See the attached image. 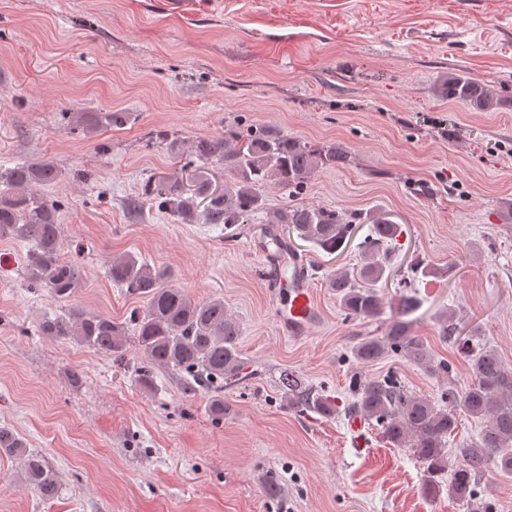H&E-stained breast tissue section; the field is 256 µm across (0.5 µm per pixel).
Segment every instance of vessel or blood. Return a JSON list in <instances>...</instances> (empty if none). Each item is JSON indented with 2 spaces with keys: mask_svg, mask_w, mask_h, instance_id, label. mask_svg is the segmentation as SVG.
Here are the masks:
<instances>
[{
  "mask_svg": "<svg viewBox=\"0 0 512 512\" xmlns=\"http://www.w3.org/2000/svg\"><path fill=\"white\" fill-rule=\"evenodd\" d=\"M250 249L263 263L262 273L272 284V301L279 331L290 338L308 336L322 315L315 298L306 259L273 227H260Z\"/></svg>",
  "mask_w": 512,
  "mask_h": 512,
  "instance_id": "1",
  "label": "vessel or blood"
}]
</instances>
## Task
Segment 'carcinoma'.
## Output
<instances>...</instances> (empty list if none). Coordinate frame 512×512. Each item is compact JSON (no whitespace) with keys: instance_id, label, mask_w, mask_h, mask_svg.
I'll use <instances>...</instances> for the list:
<instances>
[{"instance_id":"obj_1","label":"carcinoma","mask_w":512,"mask_h":512,"mask_svg":"<svg viewBox=\"0 0 512 512\" xmlns=\"http://www.w3.org/2000/svg\"><path fill=\"white\" fill-rule=\"evenodd\" d=\"M450 102H461L475 112L512 110V96L492 90L484 82L451 72L440 84ZM74 127L93 133L102 125L121 126L125 112H71ZM190 155L205 164L224 166L230 180L213 185L212 175L193 171L183 178L175 173L150 176L141 195L130 201L139 209L148 204L186 224H242L266 206L270 187L301 194L312 174L322 168H346L351 153L336 143L314 145L263 124L230 127L224 135L198 138ZM62 171L49 159L24 161L0 173V233H9L30 243L26 271L30 280L50 289L61 301L70 300L83 286L85 271L74 261L61 259L60 224L57 205L31 192L35 185L60 181ZM361 216H349L334 209L298 203L274 213L272 223L284 224L298 237L333 254L350 242ZM400 226L377 217L370 221L368 234L359 244L363 262L353 271L331 275L328 287L336 292L344 315L352 320L376 321L385 314L376 283L391 276L390 249ZM107 276L133 295L147 300L145 311L130 318L144 354L140 382L153 386V371L175 369L183 373L182 391L195 393L206 385L213 391L209 411L214 420H224V389L253 375L238 347L237 321L224 307V299L197 300L173 285L172 272L150 265L131 253L112 257ZM420 305L413 294L400 297L396 317L380 336H365L353 347V358L374 363L390 353L438 376L449 374L448 363L437 361L427 342L413 332L408 316ZM45 336L72 339L99 352L115 354L124 346L125 327L103 314L70 306L63 315L40 323ZM473 380L462 391L448 386L437 405L426 397L410 393L396 378L353 381L354 401L348 417L374 421L383 437L396 448H407L425 468L424 492H440L444 474L448 496L469 507L477 498L479 476L488 464L512 476V368L503 365L492 348H481L470 359ZM280 389L288 407L330 417L336 405L323 392L285 370ZM484 422L479 440L461 445L460 462L448 469V438L457 429L456 407ZM0 454L21 464L25 487L41 498H54L60 486L57 472L45 457L27 447L16 431L0 427Z\"/></svg>"}]
</instances>
